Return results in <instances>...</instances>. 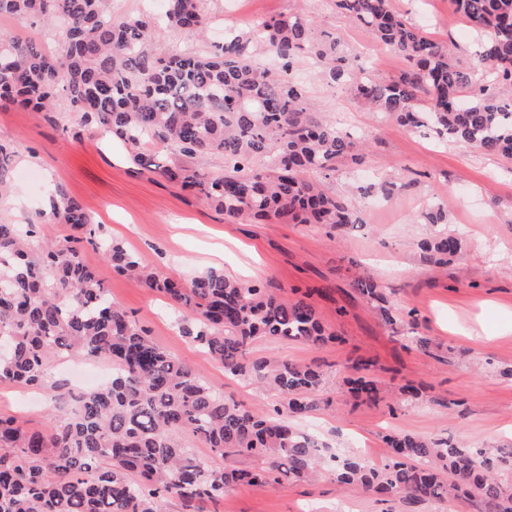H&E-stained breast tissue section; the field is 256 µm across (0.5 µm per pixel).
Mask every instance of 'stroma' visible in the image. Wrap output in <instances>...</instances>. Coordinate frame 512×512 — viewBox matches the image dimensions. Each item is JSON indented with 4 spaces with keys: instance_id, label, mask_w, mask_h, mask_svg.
Returning a JSON list of instances; mask_svg holds the SVG:
<instances>
[{
    "instance_id": "stroma-1",
    "label": "stroma",
    "mask_w": 512,
    "mask_h": 512,
    "mask_svg": "<svg viewBox=\"0 0 512 512\" xmlns=\"http://www.w3.org/2000/svg\"><path fill=\"white\" fill-rule=\"evenodd\" d=\"M391 6L434 40L453 41L457 64L484 79L474 54L478 35L469 23L453 20L451 0H391ZM203 7L210 18L208 40L193 41L160 27L154 33L156 50H203L226 29L299 13L319 30L336 33L342 50L367 72L393 79L405 67L397 52L337 13L332 0H204ZM289 76L306 87L310 103L337 127L368 143L367 163L339 165L326 182L328 190L347 197L368 182L389 181L396 190L385 209L364 206L361 223L337 228L227 218L135 166L121 143L77 126L60 98L49 116L0 104V144L13 154L0 221L29 223L48 209L49 194L58 188L83 206L101 236L138 253L154 272L190 278L214 270L291 300L297 291H310L335 340L259 339L251 352L256 358L273 355L320 367L316 408L307 423L319 441L339 453L378 464L387 454L385 435L402 433L512 458V159L446 143L384 118L346 86L321 75L309 56L299 57ZM439 204L448 210L447 223H425L424 214ZM446 233L462 239L461 255L445 265L430 262L422 242ZM79 249L112 300L226 399L248 410L279 404V394L225 375L183 336L182 317L166 296L114 273L94 246L83 242ZM359 278L378 284L404 328L381 319L375 303L355 289ZM418 335L427 338V346L416 345ZM355 370L377 381V402L346 394L343 380ZM407 381L422 388L416 400L404 401L398 393V385ZM53 405L49 391L0 383V414L28 428H43ZM342 502L351 512H488L477 498L376 497L339 486L329 469L314 483L291 480L276 489L227 490L214 509L336 512Z\"/></svg>"
}]
</instances>
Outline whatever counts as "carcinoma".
<instances>
[{"label": "carcinoma", "instance_id": "cac0c4a2", "mask_svg": "<svg viewBox=\"0 0 512 512\" xmlns=\"http://www.w3.org/2000/svg\"><path fill=\"white\" fill-rule=\"evenodd\" d=\"M165 2L164 24L187 39L203 34L209 24L203 0ZM332 2L404 58L398 79L356 75L336 37L317 36L301 15L257 19L203 52L162 54L153 48L156 17H115L112 0H0L1 18L63 23L56 53L0 31V100L51 112L61 89L80 125L123 140L128 159L141 167L153 145L187 158L221 154L220 176L186 165H157L154 172L224 215L254 223H362L356 205L329 194L323 183L339 163H366L368 150L288 78L303 54L402 126L512 158V96L497 92L500 83H512V0H452L480 32L475 56L492 73L476 88L449 48L395 12L390 0ZM261 53L278 57L281 70L257 66ZM39 217L82 232L114 272L141 279L187 309L182 332L225 374L272 387L282 401L268 411L228 401L112 301L71 239L37 246L35 222L24 230L0 222V382L47 386L55 401L71 404L56 406L58 414L41 430L0 415V512H166L173 501L184 512H210L230 487L316 478L323 464L319 443L296 419L313 409L322 373L248 357L260 338H334L312 304L216 272L189 281L153 273L136 252L95 241L90 217L61 190L51 193L49 211ZM421 247L446 262L459 254L462 240L439 234ZM79 356L108 361L112 377L79 393L53 379L59 362ZM346 384L356 398L374 401L379 393L369 377ZM190 436L210 454L190 448ZM385 443L384 464L345 458L336 481L411 501L477 496L490 512H512V487L498 478L506 458L407 434L388 435ZM216 457L224 467L214 466Z\"/></svg>", "mask_w": 512, "mask_h": 512}]
</instances>
